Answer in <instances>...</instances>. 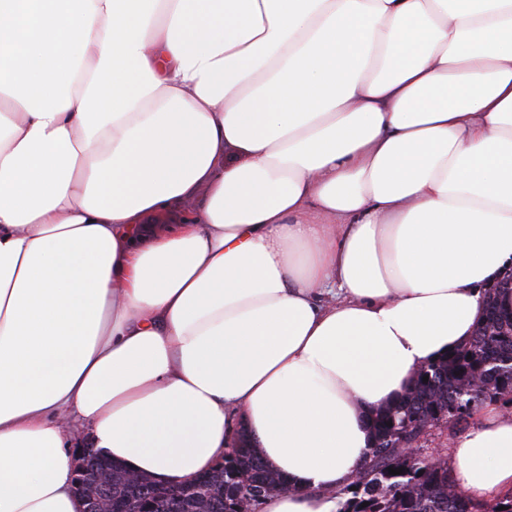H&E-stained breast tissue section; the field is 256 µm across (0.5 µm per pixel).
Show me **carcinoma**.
Masks as SVG:
<instances>
[{
	"mask_svg": "<svg viewBox=\"0 0 512 512\" xmlns=\"http://www.w3.org/2000/svg\"><path fill=\"white\" fill-rule=\"evenodd\" d=\"M505 281L484 291L487 326L436 360L421 366L410 389L395 403L377 411L375 433L359 477L336 489V512H512V496L474 501L464 495L446 461L412 457L408 447L440 424L450 432L488 405L512 406V313L498 305ZM428 381H423L424 376ZM450 411L440 422L439 413ZM99 467L112 474L99 493L118 505L144 504L164 512L174 492L147 477L139 485L123 480L125 468L104 457ZM402 469L391 475L389 468ZM209 492L190 490L181 496L182 512H238L244 502L259 506L267 496L288 489L247 441L224 455V468L200 475ZM368 506H362V503ZM506 510L501 511L499 507Z\"/></svg>",
	"mask_w": 512,
	"mask_h": 512,
	"instance_id": "carcinoma-1",
	"label": "carcinoma"
}]
</instances>
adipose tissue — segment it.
Listing matches in <instances>:
<instances>
[{"label":"adipose tissue","instance_id":"obj_1","mask_svg":"<svg viewBox=\"0 0 512 512\" xmlns=\"http://www.w3.org/2000/svg\"><path fill=\"white\" fill-rule=\"evenodd\" d=\"M509 271L512 0H0V512H79L75 423L336 512ZM448 468L512 493V419Z\"/></svg>","mask_w":512,"mask_h":512}]
</instances>
